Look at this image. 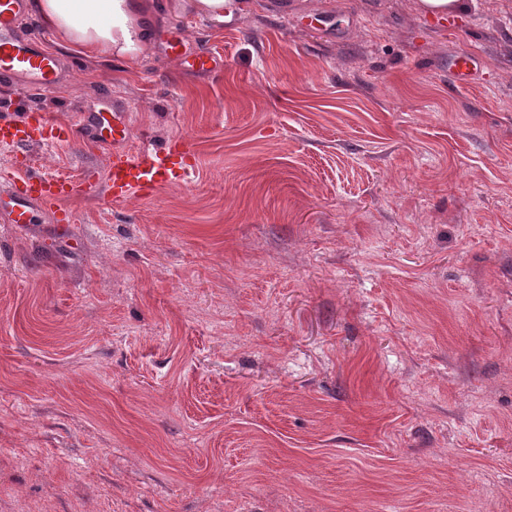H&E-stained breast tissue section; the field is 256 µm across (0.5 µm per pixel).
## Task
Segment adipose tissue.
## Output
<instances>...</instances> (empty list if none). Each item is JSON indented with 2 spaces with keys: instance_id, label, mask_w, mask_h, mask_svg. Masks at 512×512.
I'll return each mask as SVG.
<instances>
[{
  "instance_id": "adipose-tissue-1",
  "label": "adipose tissue",
  "mask_w": 512,
  "mask_h": 512,
  "mask_svg": "<svg viewBox=\"0 0 512 512\" xmlns=\"http://www.w3.org/2000/svg\"><path fill=\"white\" fill-rule=\"evenodd\" d=\"M154 0H28L32 18L63 51L136 63L148 47Z\"/></svg>"
}]
</instances>
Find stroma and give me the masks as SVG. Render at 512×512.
<instances>
[{"instance_id": "obj_1", "label": "stroma", "mask_w": 512, "mask_h": 512, "mask_svg": "<svg viewBox=\"0 0 512 512\" xmlns=\"http://www.w3.org/2000/svg\"><path fill=\"white\" fill-rule=\"evenodd\" d=\"M155 2L138 67L67 54L30 101H115L197 169L0 213V512H512V0ZM178 7L183 10H190L198 16L208 18L217 23H224V20L232 19L238 10L240 0H174ZM418 12L423 16L456 14L465 7L464 0H415ZM183 44V34L180 30L171 33L168 36V50L177 57H183L189 68L198 72H210L216 68L217 58L213 53L201 51L199 53L192 54L189 58H186L182 53ZM479 66V59L466 51H457L448 56V76L455 81L457 87L469 85Z\"/></svg>"}]
</instances>
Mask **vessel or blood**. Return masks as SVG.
<instances>
[{"label": "vessel or blood", "mask_w": 512, "mask_h": 512, "mask_svg": "<svg viewBox=\"0 0 512 512\" xmlns=\"http://www.w3.org/2000/svg\"><path fill=\"white\" fill-rule=\"evenodd\" d=\"M27 0H0V84L13 87L18 99L31 95L54 96L62 89V66L44 49L46 36L38 29L19 34ZM480 61L466 51L448 57V75L458 87L469 85ZM111 144L112 156L105 180L86 172L81 181L24 172L0 194V210L11 223H36L45 205L84 192L108 193L113 200L147 194L162 185L188 181L196 170L195 155L187 139L164 143L134 138L128 112L81 113L76 123L54 120L48 113L18 109L0 114V147L12 151L32 144L58 145L77 136Z\"/></svg>", "instance_id": "vessel-or-blood-1"}]
</instances>
